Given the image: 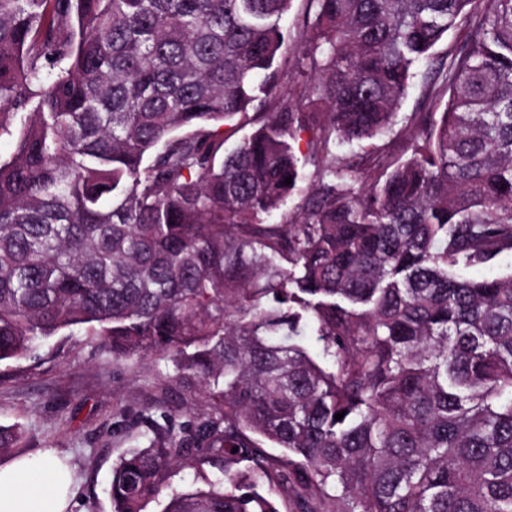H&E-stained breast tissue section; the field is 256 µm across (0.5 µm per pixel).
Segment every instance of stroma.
<instances>
[{
	"label": "stroma",
	"mask_w": 512,
	"mask_h": 512,
	"mask_svg": "<svg viewBox=\"0 0 512 512\" xmlns=\"http://www.w3.org/2000/svg\"><path fill=\"white\" fill-rule=\"evenodd\" d=\"M208 408L205 394L184 388L161 356L117 360L82 330L48 338L38 360L0 362V425L24 430L22 454L54 448L68 460L76 475L70 512H112V467L133 447L115 425L119 412L168 411L180 423Z\"/></svg>",
	"instance_id": "stroma-1"
}]
</instances>
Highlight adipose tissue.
Masks as SVG:
<instances>
[{
    "mask_svg": "<svg viewBox=\"0 0 512 512\" xmlns=\"http://www.w3.org/2000/svg\"><path fill=\"white\" fill-rule=\"evenodd\" d=\"M72 481L53 449L0 464V512H68Z\"/></svg>",
    "mask_w": 512,
    "mask_h": 512,
    "instance_id": "adipose-tissue-1",
    "label": "adipose tissue"
}]
</instances>
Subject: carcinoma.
Returning <instances> with one entry per match:
<instances>
[{"mask_svg": "<svg viewBox=\"0 0 512 512\" xmlns=\"http://www.w3.org/2000/svg\"><path fill=\"white\" fill-rule=\"evenodd\" d=\"M292 2L0 0V362L91 328L209 394L115 463L113 512H512V273L458 274L512 250V0H307L300 89ZM419 75L391 150L336 151ZM303 131L312 194L270 224Z\"/></svg>", "mask_w": 512, "mask_h": 512, "instance_id": "1", "label": "carcinoma"}]
</instances>
